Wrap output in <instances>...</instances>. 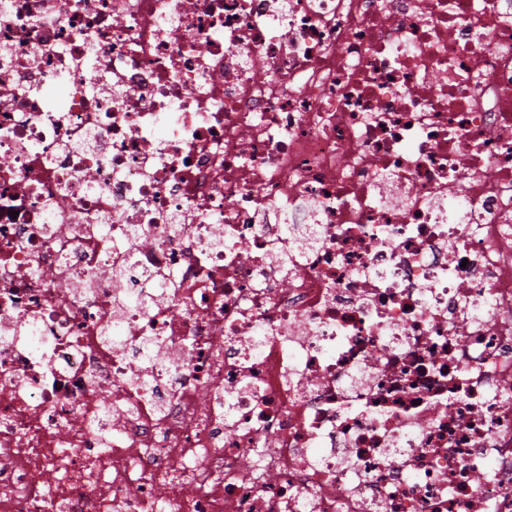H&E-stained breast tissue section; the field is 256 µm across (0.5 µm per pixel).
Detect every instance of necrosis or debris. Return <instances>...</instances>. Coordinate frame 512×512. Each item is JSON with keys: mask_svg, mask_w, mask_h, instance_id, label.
Instances as JSON below:
<instances>
[{"mask_svg": "<svg viewBox=\"0 0 512 512\" xmlns=\"http://www.w3.org/2000/svg\"><path fill=\"white\" fill-rule=\"evenodd\" d=\"M0 512H512V0H0Z\"/></svg>", "mask_w": 512, "mask_h": 512, "instance_id": "1", "label": "necrosis or debris"}]
</instances>
